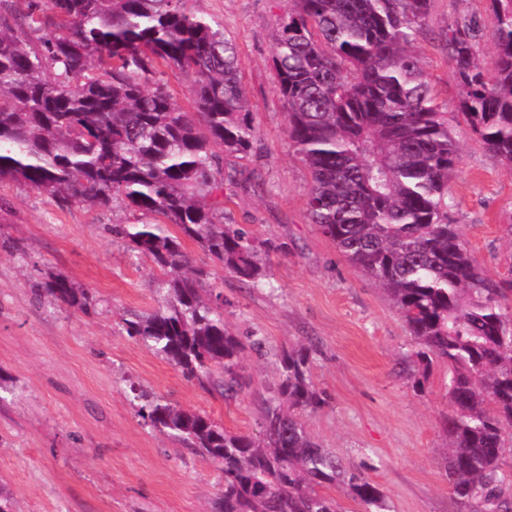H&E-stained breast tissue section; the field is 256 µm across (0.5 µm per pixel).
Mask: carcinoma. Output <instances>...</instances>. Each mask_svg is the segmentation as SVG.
Returning a JSON list of instances; mask_svg holds the SVG:
<instances>
[{"mask_svg": "<svg viewBox=\"0 0 512 512\" xmlns=\"http://www.w3.org/2000/svg\"><path fill=\"white\" fill-rule=\"evenodd\" d=\"M431 0H287L274 34L275 87L287 134L307 164V210L320 232L382 288L426 366L448 367L444 419L448 484L486 512H512L500 461L512 445V279L494 280L448 222V180L460 162L462 119L512 170V0H491L493 51L480 60L476 20L448 25L457 111L438 104L409 47ZM24 24L50 35L40 52L16 35L0 5V180L22 181L60 203L116 199L151 223L117 225L128 249L163 279L158 307L122 319L127 336L187 381L242 389L246 346L224 321V295L193 265L182 239L252 285L267 262L246 229L224 223L223 156L252 149V116L238 54L224 24L184 0H28ZM191 77L196 112L159 76ZM54 71L51 80L46 70ZM43 294L88 312L89 292L63 276ZM151 427L220 466L217 512H340L320 488L337 486L363 512H390L380 486L307 432L325 400L303 348L282 352L261 430H227L205 413L133 386Z\"/></svg>", "mask_w": 512, "mask_h": 512, "instance_id": "carcinoma-1", "label": "carcinoma"}]
</instances>
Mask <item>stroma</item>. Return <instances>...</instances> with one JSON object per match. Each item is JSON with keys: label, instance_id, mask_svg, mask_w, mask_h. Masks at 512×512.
<instances>
[{"label": "stroma", "instance_id": "stroma-1", "mask_svg": "<svg viewBox=\"0 0 512 512\" xmlns=\"http://www.w3.org/2000/svg\"><path fill=\"white\" fill-rule=\"evenodd\" d=\"M233 38L252 113L253 147L224 159V220L278 250L257 287L184 247L224 291V318L246 349L248 385L236 397L186 381L120 321L156 308L161 273L112 232L142 215L115 200L98 208L58 204L29 185L0 181V495L13 512H210L223 484L217 465L153 429L128 399L130 385L205 412L232 432L259 430V409L280 353L309 349L326 399L305 424L314 439L352 462L385 494L391 512H484L448 486L442 422L450 410L448 369L422 368L408 327L387 295L312 224L311 186L286 128L271 67L272 34L284 0H186ZM490 0H432L412 47L434 95L456 108L458 87L445 35L453 22L488 20ZM461 159L448 181L450 220L493 279L512 273V172L466 124L453 126ZM61 275L88 289L90 313L40 295Z\"/></svg>", "mask_w": 512, "mask_h": 512}]
</instances>
